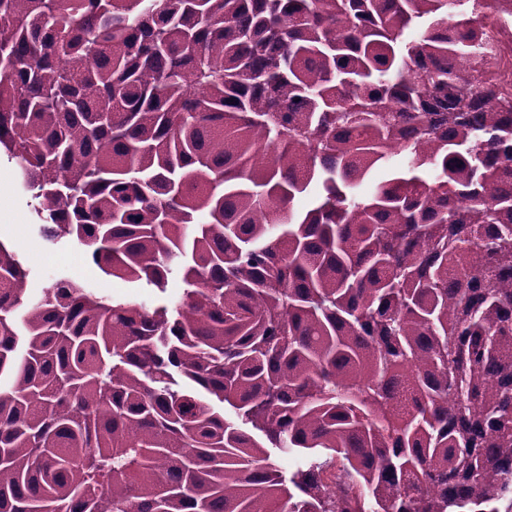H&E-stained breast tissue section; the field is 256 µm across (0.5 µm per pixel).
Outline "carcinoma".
I'll return each instance as SVG.
<instances>
[{
	"instance_id": "carcinoma-1",
	"label": "carcinoma",
	"mask_w": 512,
	"mask_h": 512,
	"mask_svg": "<svg viewBox=\"0 0 512 512\" xmlns=\"http://www.w3.org/2000/svg\"><path fill=\"white\" fill-rule=\"evenodd\" d=\"M480 12L0 0L40 234L186 285L33 300L0 242V512H512V92Z\"/></svg>"
}]
</instances>
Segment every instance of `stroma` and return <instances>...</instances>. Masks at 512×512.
I'll use <instances>...</instances> for the list:
<instances>
[{"mask_svg":"<svg viewBox=\"0 0 512 512\" xmlns=\"http://www.w3.org/2000/svg\"><path fill=\"white\" fill-rule=\"evenodd\" d=\"M37 218L20 188L14 162L0 159V242L14 252L29 272L30 293L39 295L55 280L69 277L120 300L148 306L179 300L184 291L180 276H171L166 292L142 283H130L105 275L88 252L71 242L51 244L37 233Z\"/></svg>","mask_w":512,"mask_h":512,"instance_id":"stroma-1","label":"stroma"}]
</instances>
